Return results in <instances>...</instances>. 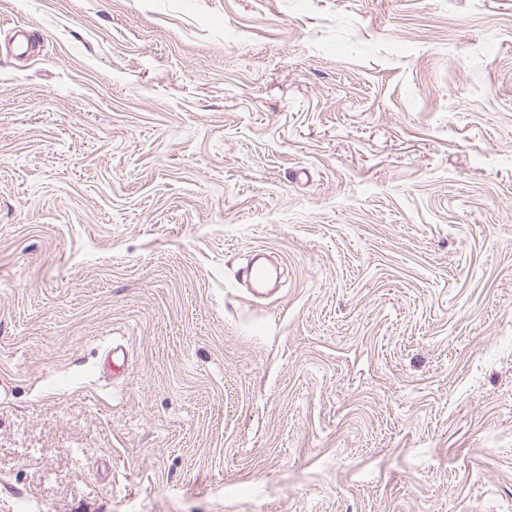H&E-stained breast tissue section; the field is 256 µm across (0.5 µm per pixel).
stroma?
<instances>
[{
  "label": "stroma",
  "instance_id": "1",
  "mask_svg": "<svg viewBox=\"0 0 512 512\" xmlns=\"http://www.w3.org/2000/svg\"><path fill=\"white\" fill-rule=\"evenodd\" d=\"M0 512H512V0H0Z\"/></svg>",
  "mask_w": 512,
  "mask_h": 512
}]
</instances>
